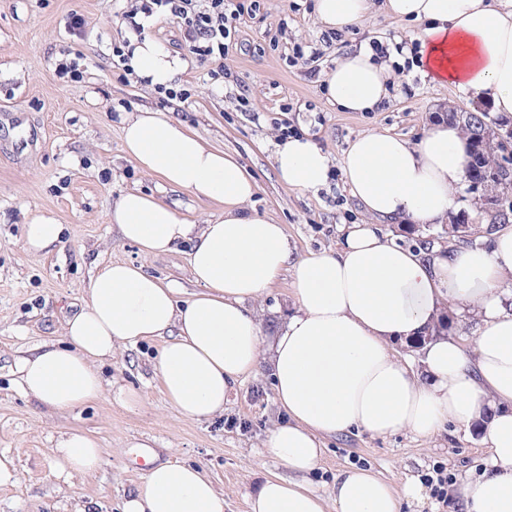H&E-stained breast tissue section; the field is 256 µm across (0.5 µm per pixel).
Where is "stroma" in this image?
<instances>
[{"label": "stroma", "instance_id": "1", "mask_svg": "<svg viewBox=\"0 0 512 512\" xmlns=\"http://www.w3.org/2000/svg\"><path fill=\"white\" fill-rule=\"evenodd\" d=\"M134 2L0 0V459L10 460L17 473L14 484L0 486V512H72L78 502L121 512L149 467L167 460L204 468L224 491V512H248L246 496L264 476L288 473L263 448L286 418L266 373L246 379L223 414L207 420L177 417L165 400L155 373L156 341L118 351L99 367L103 381L140 395L136 407H121L104 396L75 414L49 417L17 388L15 356L60 339L67 317L83 303L92 259L141 264L185 292L198 289L186 251L141 255L120 239L110 220L112 205L121 192L138 187L192 224L216 219L224 206L142 172L122 149L123 118L150 109L236 157L258 185L247 210L283 225L298 260L336 249L342 225L370 221L342 176L343 155L354 137L376 131L414 141L449 108L467 110L474 103L414 71L395 84L385 107L339 111L323 90L337 59L374 40L410 38L413 27L377 8L361 26L332 38L316 18V0H260L259 11L230 18L233 34L224 56L205 61L189 54L176 23L164 17L147 22L145 36L188 63L174 86L187 89L189 98L166 102L155 88L112 63L113 43L131 31L127 14ZM74 13L85 21L79 37L68 32ZM297 46L320 51L317 68L290 65ZM71 59L79 64L81 81L57 75L60 63ZM217 70L225 71V78L212 79ZM283 121L328 153L331 173L319 190L280 183L273 154L276 125ZM40 212L66 227L62 249L47 256L21 247L23 224ZM291 304L287 273L251 307L270 332L285 322ZM70 427L99 441L102 461L94 477L75 480L62 493L52 448L58 432ZM323 446L309 476L315 488L329 490L339 471L354 467L378 475L398 492L420 483V499H403V512H465L460 499L440 502L431 481L440 469L459 483L476 477L486 457L480 433L455 424L430 438L408 432L380 438L355 430L324 438Z\"/></svg>", "mask_w": 512, "mask_h": 512}]
</instances>
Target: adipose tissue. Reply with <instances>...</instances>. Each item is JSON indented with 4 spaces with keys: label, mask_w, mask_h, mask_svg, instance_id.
<instances>
[{
    "label": "adipose tissue",
    "mask_w": 512,
    "mask_h": 512,
    "mask_svg": "<svg viewBox=\"0 0 512 512\" xmlns=\"http://www.w3.org/2000/svg\"><path fill=\"white\" fill-rule=\"evenodd\" d=\"M383 9L413 24L419 67L438 83L486 97L512 114V0H384ZM372 0H317L319 22L342 31L359 25ZM128 66L150 86H169L186 63L149 37L131 36ZM394 74L370 49L345 55L325 77L326 97L346 112H370L389 97ZM123 149L140 169L168 186L224 205L223 216L191 224L154 195L121 193L110 219L121 239L144 256L188 246L200 292L180 302L173 284L143 266L95 263L80 310L62 339L16 357V384L47 414H63L103 394L98 367L117 350L162 339L161 390L177 414L212 418L245 379L268 369L287 415L265 450L288 476L267 477L250 496V512H401L404 495L360 469L341 471L329 493L307 475L321 439L350 430L374 436L408 431L431 437L446 424L477 426L487 449L480 476L460 489L466 512H512V228L484 244L452 250L405 246L380 223L441 224L466 183L468 141L453 121H438L417 142L358 135L342 160L352 198L371 216L345 227L339 249L293 260L288 236L271 218L245 212L256 183L230 154L207 146L181 122L144 110L127 116ZM287 187L315 190L331 171L327 153L308 138H288L274 153ZM64 227L46 213L23 226L22 247L46 254ZM293 276V308L264 336L250 307L284 272ZM451 311L478 323L473 350L426 333ZM423 339L421 366L390 351ZM63 480L94 473L98 442L80 429L59 432L54 446ZM123 512H224V496L201 469L178 461L151 466Z\"/></svg>",
    "instance_id": "1"
}]
</instances>
